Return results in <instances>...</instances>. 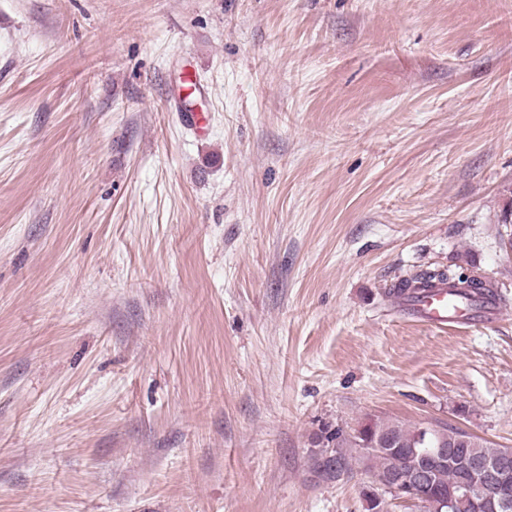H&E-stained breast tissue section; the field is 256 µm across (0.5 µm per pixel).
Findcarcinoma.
Returning a JSON list of instances; mask_svg holds the SVG:
<instances>
[{
	"instance_id": "cac0c4a2",
	"label": "carcinoma",
	"mask_w": 512,
	"mask_h": 512,
	"mask_svg": "<svg viewBox=\"0 0 512 512\" xmlns=\"http://www.w3.org/2000/svg\"><path fill=\"white\" fill-rule=\"evenodd\" d=\"M463 272L456 269H434L416 273L395 284L389 294L399 299L418 297L427 288L448 286V293L464 300L471 307L498 304L501 298L494 288L481 291H461L455 282L462 281ZM460 431L452 425L435 426L433 431L409 426L400 422L381 420L360 423L352 432L341 428H324L315 435V445L330 449L325 457L314 451L310 456L311 467L323 481H340L354 474V466L362 464L365 472L383 475L394 469H410L418 464L413 450L448 448L453 460L435 467L429 476L425 494L433 497L456 490L471 478L465 464L475 460L494 461L501 449L491 448L486 442L472 436L467 442L459 440Z\"/></svg>"
}]
</instances>
